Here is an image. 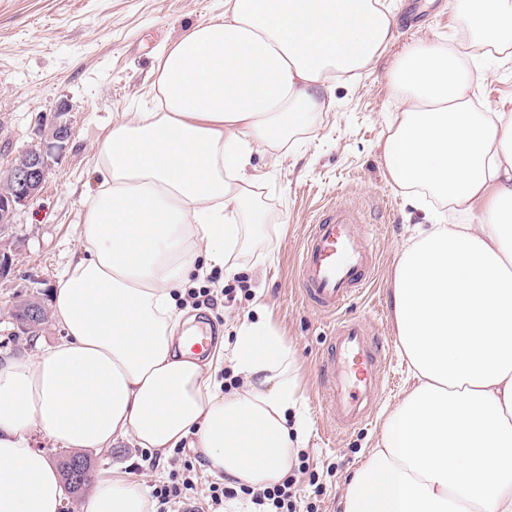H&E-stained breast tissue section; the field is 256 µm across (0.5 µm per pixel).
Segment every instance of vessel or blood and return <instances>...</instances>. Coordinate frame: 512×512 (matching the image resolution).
<instances>
[{
    "label": "vessel or blood",
    "mask_w": 512,
    "mask_h": 512,
    "mask_svg": "<svg viewBox=\"0 0 512 512\" xmlns=\"http://www.w3.org/2000/svg\"><path fill=\"white\" fill-rule=\"evenodd\" d=\"M375 268L360 210L341 202L326 205L304 239L299 283L307 304L333 323L321 369L325 412L344 432L365 421L390 355L382 337L362 320L342 314L355 295L370 287Z\"/></svg>",
    "instance_id": "b4317fda"
}]
</instances>
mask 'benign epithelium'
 <instances>
[{"mask_svg":"<svg viewBox=\"0 0 512 512\" xmlns=\"http://www.w3.org/2000/svg\"><path fill=\"white\" fill-rule=\"evenodd\" d=\"M42 138L36 144L18 152L6 174L0 179V223L9 224L16 211L43 187L53 163L67 148L73 127L64 113L41 129Z\"/></svg>","mask_w":512,"mask_h":512,"instance_id":"7a95c632","label":"benign epithelium"}]
</instances>
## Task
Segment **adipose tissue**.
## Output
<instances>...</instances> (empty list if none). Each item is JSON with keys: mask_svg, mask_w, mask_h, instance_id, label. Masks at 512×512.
I'll use <instances>...</instances> for the list:
<instances>
[{"mask_svg": "<svg viewBox=\"0 0 512 512\" xmlns=\"http://www.w3.org/2000/svg\"><path fill=\"white\" fill-rule=\"evenodd\" d=\"M392 27L382 0H224L159 47L154 110L124 113L96 145L84 247L52 290L64 337L0 363V512L62 506L37 430L63 448H192L237 487L285 480L307 441L293 352L264 315L193 352L177 296L213 270L236 274L247 227L265 222L253 154L314 131L335 76L369 67ZM458 34L511 51L512 0H467ZM487 78L451 45L409 48L394 74L386 169L411 204L426 189L460 220L399 255L395 328L414 386L345 483L343 512H512V113L474 109ZM478 205L489 223H474ZM155 510L119 474L82 507Z\"/></svg>", "mask_w": 512, "mask_h": 512, "instance_id": "adipose-tissue-1", "label": "adipose tissue"}]
</instances>
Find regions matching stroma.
<instances>
[{"label": "stroma", "instance_id": "35a3bbf8", "mask_svg": "<svg viewBox=\"0 0 512 512\" xmlns=\"http://www.w3.org/2000/svg\"><path fill=\"white\" fill-rule=\"evenodd\" d=\"M384 3L394 18L393 38L377 61L355 79L337 80L314 132L292 133L278 148L255 154L254 168L267 176L257 196L266 222L250 238L237 276L216 270L189 285L196 292L220 281L232 289V297L220 294L214 304L194 309L215 335L260 301L294 352L309 427L307 470L296 474L295 489L300 504L315 502L318 512H342L346 478L368 459L385 413L413 380L404 356L394 352L370 419L336 431L321 400L326 320L307 305L298 284L303 238L324 203L338 199L362 211L377 258L375 283L350 301L347 313L391 337L399 254L417 225L444 211L429 195L423 208L408 205L384 165L383 146L399 94L395 67L409 47L451 42L460 0ZM223 10L224 0H0V174L56 113H65L74 130L42 190L19 205L0 232L15 251L11 271L0 279V360L34 355L62 338L53 320L38 336L15 335L9 311L33 294L49 302L57 274L80 251L84 199L96 186L95 146L113 118L151 107L158 47ZM489 70L490 78L472 93L475 107L512 113V55H499ZM90 456L93 479L117 472L149 488L168 480L176 457L160 452L154 466L133 470L140 450L130 439Z\"/></svg>", "mask_w": 512, "mask_h": 512}]
</instances>
